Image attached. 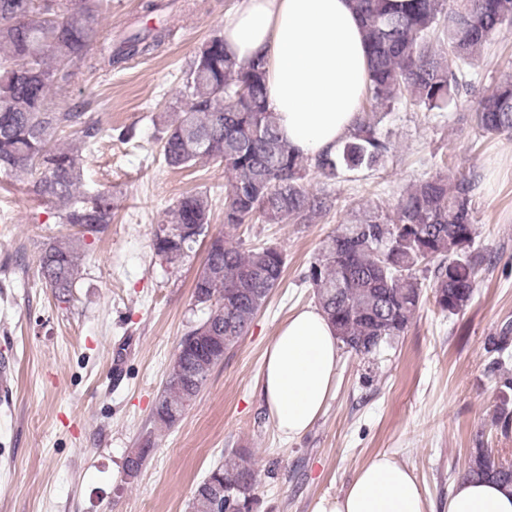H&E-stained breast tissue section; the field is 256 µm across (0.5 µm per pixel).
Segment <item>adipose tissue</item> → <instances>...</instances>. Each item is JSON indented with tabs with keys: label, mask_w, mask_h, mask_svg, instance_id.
Here are the masks:
<instances>
[{
	"label": "adipose tissue",
	"mask_w": 512,
	"mask_h": 512,
	"mask_svg": "<svg viewBox=\"0 0 512 512\" xmlns=\"http://www.w3.org/2000/svg\"><path fill=\"white\" fill-rule=\"evenodd\" d=\"M224 50L239 63L263 56L267 100L280 137L296 153L335 151L356 124L370 59L353 0H240L224 15ZM339 360L335 328L318 307L294 312L264 358L261 388L279 433L307 432L332 395ZM314 512H429L414 472L380 454L346 490ZM448 512H512V489L458 480Z\"/></svg>",
	"instance_id": "adipose-tissue-1"
}]
</instances>
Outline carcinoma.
Segmentation results:
<instances>
[{"mask_svg":"<svg viewBox=\"0 0 512 512\" xmlns=\"http://www.w3.org/2000/svg\"><path fill=\"white\" fill-rule=\"evenodd\" d=\"M365 24L370 85L355 128L336 149L313 159L294 153L280 139L266 98L262 60L239 64L224 54V39L211 38L185 72L176 102L180 117L161 138V156L174 169L202 159L224 164V231L210 236L202 266L218 275L192 284L205 317L180 339L166 382L152 412L153 427H174L196 399L213 368L246 335L278 288L285 255L272 244L244 250L228 242L244 224H305L333 206L329 193L309 191L315 174L324 184L346 172L372 169L391 152L379 129L395 105L406 100L427 112H449L474 83L476 55L503 27L512 26V0H355ZM103 0H0V172L29 187L51 205L61 224L78 236L53 239L38 255L39 276L66 302L80 274L79 246L88 234L112 223V193H82V159L57 146L65 127L95 144L98 123L83 112H55L49 95L92 59L108 67L158 48L170 35L164 22L139 29L115 44L99 45ZM446 44L435 49L434 41ZM480 136L512 134V78L494 85L471 115ZM477 178L446 175L420 180L392 211L365 207L340 224L310 262L304 279L316 304L336 328L342 348L362 358L402 335L423 303L432 273L434 305L457 314L471 301L481 261L472 253L476 228L472 198ZM211 200L200 191L179 198L154 232L153 249L169 263L195 252L209 229ZM512 347L506 325L487 340L488 370L498 376L502 398L495 422L512 421V377L499 374ZM145 438L127 456L125 471L141 470L151 452ZM464 476L512 487V467L499 468L490 448L472 450ZM258 474L252 455L237 449L199 482L189 512H254Z\"/></svg>","mask_w":512,"mask_h":512,"instance_id":"carcinoma-1","label":"carcinoma"}]
</instances>
